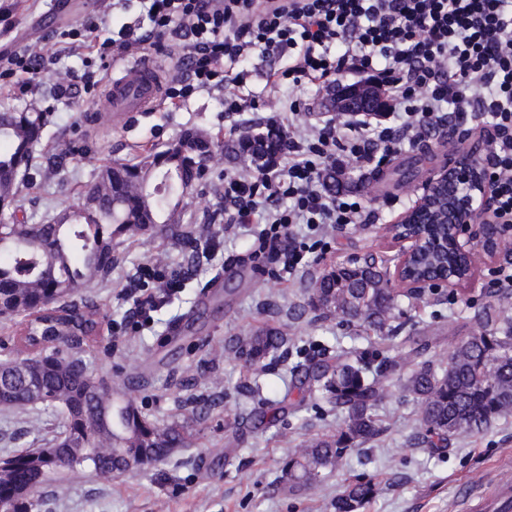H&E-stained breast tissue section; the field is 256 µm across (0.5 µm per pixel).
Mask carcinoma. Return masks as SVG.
<instances>
[{
    "mask_svg": "<svg viewBox=\"0 0 512 512\" xmlns=\"http://www.w3.org/2000/svg\"><path fill=\"white\" fill-rule=\"evenodd\" d=\"M47 123L45 113L33 108L0 112L1 211L15 201ZM287 141L271 127L230 145L188 130L137 163L100 167L79 208L44 224H0V317L21 326L0 359V408L44 406L63 417L46 447L6 458L0 500L11 512H32L40 499L28 497L27 485L34 477L44 483L58 467H90L110 479L153 467L194 444L197 433L186 422L150 419L125 388L111 385L77 357L100 338L102 314L89 289L112 271L115 240L146 243L173 234L185 198L224 155L248 157L257 165L282 154ZM445 263L461 276L472 267L450 252L433 261L421 256L415 273L423 276ZM307 294L315 316L334 315L380 333L400 296L372 257L313 275ZM498 301L497 307L475 313L473 332L449 358L423 360L429 343L402 339L411 363L404 388L416 403L422 442L433 448L462 434L481 435L495 418L512 413V292L499 291ZM290 341L285 328L266 327L230 341L224 355L263 375L280 364ZM386 371L348 352L304 367L309 393H321L344 419L336 433L317 437L289 456L282 469L289 490L318 487L353 447L382 433L376 409L385 395ZM378 486L373 478L355 479L331 507L361 512Z\"/></svg>",
    "mask_w": 512,
    "mask_h": 512,
    "instance_id": "1",
    "label": "carcinoma"
}]
</instances>
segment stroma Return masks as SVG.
Wrapping results in <instances>:
<instances>
[{
  "label": "stroma",
  "instance_id": "stroma-1",
  "mask_svg": "<svg viewBox=\"0 0 512 512\" xmlns=\"http://www.w3.org/2000/svg\"><path fill=\"white\" fill-rule=\"evenodd\" d=\"M66 4L97 18L92 36L98 40L133 22L138 13L136 0L110 13L103 0H0V51L56 42L60 29L51 20ZM99 68L89 52L66 55L45 64L25 92L0 89V112L32 105L48 117V136L38 149L42 159L23 181L16 201L29 223H42L77 202L102 164L137 162L144 152L163 150L190 129L226 138L231 126L246 131L271 117L266 102L232 115L225 112L221 94L202 92L178 107L142 113L126 129L115 131L93 119L101 91L85 90L86 70ZM481 147L478 130H465L445 117L436 137L390 158L379 174L383 194L373 195L370 180H363L360 191L369 195L373 210L369 223L339 226L325 237L305 231L306 242L318 239L322 246L309 254L306 268L292 274L284 270L282 257L257 254L254 232L223 233V219L213 216L224 207L221 166L199 182L176 216L181 232L209 226L219 240L216 255L182 248L171 238L150 247L137 240L116 244L112 270L96 290L104 322L97 350L84 356L88 366L127 386L137 406L159 421L172 419L190 396L218 397L222 403L195 419L194 447L181 449L153 469L112 480L87 467L48 475L37 512H332L331 503L345 482L378 475L383 481L364 512H456L461 486L512 468V413L495 419L484 434L453 439L448 448L436 451L418 440L416 404L401 376L392 373L386 379L389 394L377 408L382 435L354 450L316 489L290 494L281 483L282 467L294 449L335 432L342 421L322 395L298 389L292 367L353 345L377 362L397 358L375 331L302 312L311 273L371 253L383 259L386 271H393L401 245L391 225L417 205L427 183L465 152ZM156 249L168 252L176 268L195 260L196 270L181 293L154 312L148 326L132 333L121 295L124 277ZM511 258L512 243L492 256L476 250L467 283L456 290L440 289L427 304L402 298L391 326L428 339L431 353L452 354L472 331L474 313L496 303L497 269ZM282 323L295 345L284 367L254 389L252 372L225 360L224 343ZM234 416L243 419L237 431L224 425ZM28 419V413L0 409V457L46 446L59 431L60 420L51 410L42 412L41 432L27 433ZM60 486L65 492L59 496L55 490Z\"/></svg>",
  "mask_w": 512,
  "mask_h": 512
}]
</instances>
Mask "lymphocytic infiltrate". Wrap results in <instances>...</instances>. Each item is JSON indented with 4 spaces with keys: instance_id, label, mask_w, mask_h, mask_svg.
I'll list each match as a JSON object with an SVG mask.
<instances>
[{
    "instance_id": "obj_1",
    "label": "lymphocytic infiltrate",
    "mask_w": 512,
    "mask_h": 512,
    "mask_svg": "<svg viewBox=\"0 0 512 512\" xmlns=\"http://www.w3.org/2000/svg\"><path fill=\"white\" fill-rule=\"evenodd\" d=\"M140 24L112 37L89 38L85 25L63 40L89 47L102 61L143 50L151 35L172 32L171 46L185 76H171L165 100L178 105L194 94L221 92L228 113L249 112L254 99L239 88L238 65L250 54H289L287 73L271 71L269 84L331 86L344 72L363 74L365 85L388 93L386 113L360 120L336 112L318 125L298 122L299 108L278 109L273 122L288 134L285 152L262 170L250 165L224 176V229L232 231L263 213L260 245L273 242L289 271L305 265L311 247L297 241L298 224H365V200L329 191L322 177L380 171L392 154L435 136L443 115L479 127L482 171L492 219L512 225V0H139ZM53 53L48 49L0 56V82L26 86ZM180 277L146 263L126 280L131 324L146 322L172 294Z\"/></svg>"
}]
</instances>
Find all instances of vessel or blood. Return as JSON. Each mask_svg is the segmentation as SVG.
<instances>
[{
  "label": "vessel or blood",
  "instance_id": "b4317fda",
  "mask_svg": "<svg viewBox=\"0 0 512 512\" xmlns=\"http://www.w3.org/2000/svg\"><path fill=\"white\" fill-rule=\"evenodd\" d=\"M105 96L111 103L109 117L113 127L124 128L138 114L161 106L162 73L149 57L123 59L112 68ZM459 503L461 512H512V474L504 472L465 489Z\"/></svg>",
  "mask_w": 512,
  "mask_h": 512
}]
</instances>
